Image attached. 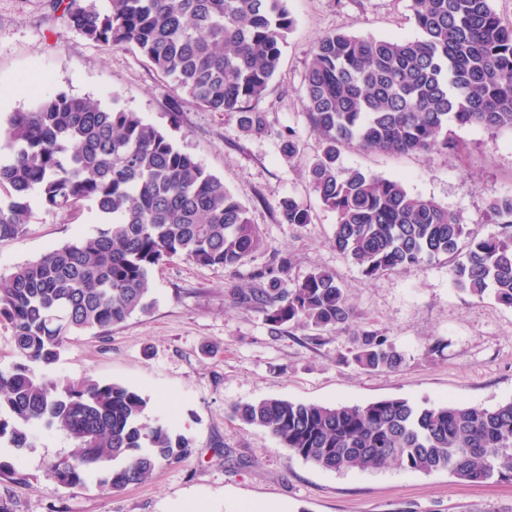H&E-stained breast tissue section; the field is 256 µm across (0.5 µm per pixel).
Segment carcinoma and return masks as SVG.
Instances as JSON below:
<instances>
[{"mask_svg":"<svg viewBox=\"0 0 512 512\" xmlns=\"http://www.w3.org/2000/svg\"><path fill=\"white\" fill-rule=\"evenodd\" d=\"M51 0L67 26L97 46L144 57L183 98L211 112H238L244 132L265 133L248 104L265 96L293 19L286 0ZM418 38L323 35L303 79L302 109L323 149L308 168L321 203L336 214L332 245L364 276L421 266L441 256L453 283L512 308V196L488 206L498 230L463 245L466 225L403 182L340 163V146L397 154L455 149L448 123L512 129V24L493 0H411ZM0 240L23 232L29 195L53 212L94 205L103 227L0 277V320L13 330L16 362L0 369V440L17 450L38 427L65 433L73 454L48 476L67 489L94 479L105 491L147 481L162 464L193 454L189 439L147 420L138 391L87 377L45 373L70 336L106 330L152 304L151 279L167 261L236 266L263 245L246 206L161 128L137 112L103 107L65 91L12 113L0 131ZM285 224L310 223L309 209L279 202ZM288 256L232 289L235 303L263 310L274 334L302 326L353 332L342 357L364 371H396L405 355L357 314L336 273L315 269L283 286ZM232 416L266 429L319 468L374 470L391 463L468 482L512 481V400L492 408L417 404H305L266 398Z\"/></svg>","mask_w":512,"mask_h":512,"instance_id":"obj_1","label":"carcinoma"}]
</instances>
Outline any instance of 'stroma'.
Instances as JSON below:
<instances>
[{
	"instance_id": "35a3bbf8",
	"label": "stroma",
	"mask_w": 512,
	"mask_h": 512,
	"mask_svg": "<svg viewBox=\"0 0 512 512\" xmlns=\"http://www.w3.org/2000/svg\"><path fill=\"white\" fill-rule=\"evenodd\" d=\"M294 24L280 67L264 98L268 132H242L235 112L183 102L170 115L172 90L132 52L99 47L69 30L48 0H0V128L10 113L58 91L119 105L165 129L247 207L263 248L235 267L175 259L154 273L152 308L106 334L71 337L51 377L118 382L149 400L151 422L166 423L193 442L194 453L160 465L139 485L103 494L95 483L66 489L47 476L70 457L73 442L41 429L29 448L0 446L16 459L20 479L0 476L7 512H512V482L471 483L448 472L424 474L391 464L378 470L320 469L279 446L264 429L230 416L228 407L265 398L367 404L385 399L453 401L492 407L512 399V309L456 288L446 257L374 279L331 244L336 222L312 192L307 171L323 143L302 111L303 77L317 40L345 32L376 38L417 37L410 0H288ZM294 130L300 148L284 155L279 134ZM460 151L393 155L343 145L345 167L401 179L415 195L454 211L470 239L496 229L487 217L493 197L512 195V130L449 125ZM311 211L297 228L281 221L280 199ZM90 212L74 218L33 205L19 237L0 240V277L48 250L94 234ZM288 254L286 283L321 268L333 271L350 300L406 355L397 372H369L341 362L350 336L296 327L272 334L261 309L233 302L231 289L252 288L255 270ZM444 349L428 353L434 340Z\"/></svg>"
}]
</instances>
